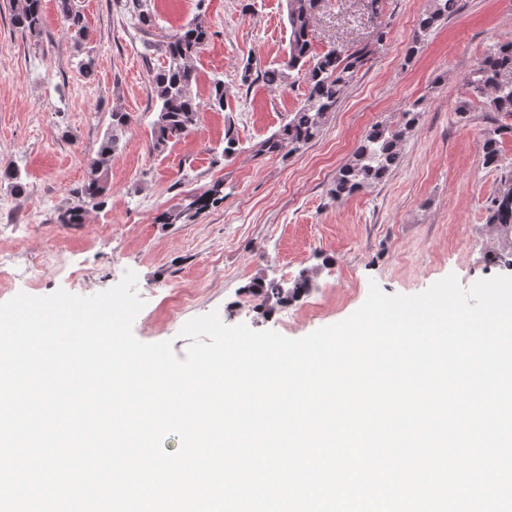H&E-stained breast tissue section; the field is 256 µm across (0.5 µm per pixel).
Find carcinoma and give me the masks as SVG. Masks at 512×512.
<instances>
[{
  "mask_svg": "<svg viewBox=\"0 0 512 512\" xmlns=\"http://www.w3.org/2000/svg\"><path fill=\"white\" fill-rule=\"evenodd\" d=\"M432 2L433 6L416 22L409 47L411 53L417 51L431 32L459 8V0ZM56 5L67 24L70 39L76 48H82L89 37L84 17L74 8L73 0H56ZM320 5L321 0H287L289 50L279 67L262 69L249 57L242 62L240 81L244 86L261 81L271 87H282L301 79L308 87L303 104L288 115L285 124L259 143L255 150L257 156L286 158L302 152L318 139L343 92L367 61L369 50L365 47L354 50L334 47L321 55L312 54L313 24ZM131 17L142 26L154 25L150 0H133ZM11 22L21 31H40L43 25L42 0H15ZM209 37L210 28L201 14L188 25L165 36L164 54L168 65L150 79L158 104L157 119L153 125L152 147L155 150L162 151L170 142L186 136L199 121L201 104L191 93L196 82L193 62ZM466 85L469 98L460 101L455 109L460 119L467 118L473 100L482 103L490 112L512 118V40L491 46L466 78ZM225 97L224 82L218 80L213 84L207 106L222 112ZM418 120L419 112L409 109L401 113L394 125L381 123L372 126L356 147L353 158L336 172L332 196L338 200L349 197L381 182L397 169L402 160L401 143ZM128 122L127 114L112 113V125L90 163V175L77 189L83 204H101L109 190L112 153L117 147L119 133ZM506 135H512V124L497 123L483 135V164L504 171L500 186L486 208L485 223L495 229L512 232V161L505 162L500 149V139ZM223 200L224 183L216 182L191 201L187 208L165 213L162 223L176 224L190 217L192 211L198 212ZM314 274L313 269L302 270L288 288L258 278L250 289L267 300L273 298L280 304H286L312 287Z\"/></svg>",
  "mask_w": 512,
  "mask_h": 512,
  "instance_id": "carcinoma-1",
  "label": "carcinoma"
}]
</instances>
